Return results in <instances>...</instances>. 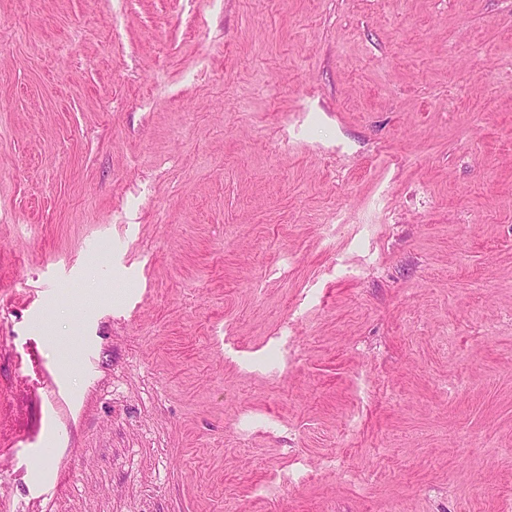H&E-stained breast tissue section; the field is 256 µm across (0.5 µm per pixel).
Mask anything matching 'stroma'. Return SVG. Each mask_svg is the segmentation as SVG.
<instances>
[{
    "label": "stroma",
    "mask_w": 512,
    "mask_h": 512,
    "mask_svg": "<svg viewBox=\"0 0 512 512\" xmlns=\"http://www.w3.org/2000/svg\"><path fill=\"white\" fill-rule=\"evenodd\" d=\"M0 512H512V0H0Z\"/></svg>",
    "instance_id": "35a3bbf8"
}]
</instances>
